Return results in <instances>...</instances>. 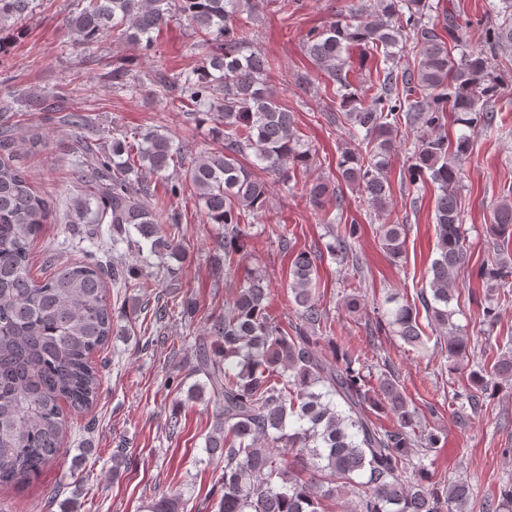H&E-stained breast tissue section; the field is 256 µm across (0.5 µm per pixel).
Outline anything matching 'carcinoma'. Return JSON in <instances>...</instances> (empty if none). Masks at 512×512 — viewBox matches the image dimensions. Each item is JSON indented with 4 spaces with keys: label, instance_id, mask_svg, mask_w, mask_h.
Returning a JSON list of instances; mask_svg holds the SVG:
<instances>
[{
    "label": "carcinoma",
    "instance_id": "obj_1",
    "mask_svg": "<svg viewBox=\"0 0 512 512\" xmlns=\"http://www.w3.org/2000/svg\"><path fill=\"white\" fill-rule=\"evenodd\" d=\"M256 0H82L66 26L73 41L90 45L110 33L118 40L154 47L153 33L179 13L197 34L204 55L197 68L159 79L171 101L195 114L216 111L214 134L224 147L189 154L156 132L137 139H115L112 155L99 156L86 143L71 161L78 216H91L95 241L84 258L57 267L41 282L31 274L30 250L44 219L55 204L34 189L27 171L16 165L9 150V131H0V486L23 485L37 478L65 452L68 414L84 412L101 396V379L93 356L117 329L107 288L128 284L131 269L109 268L96 252L140 236L158 259L179 256L175 241L178 217L152 207L150 185L142 170L161 172L170 166L183 171L203 203L212 224L224 225V238L212 256L216 277L237 275L246 251L245 220L266 206L267 172L288 187L298 170L313 161L301 144L294 113L282 106L267 83L270 60L252 43L251 28L238 22L243 12L257 11ZM502 20L490 25L484 45L466 48L468 22L448 16V36L431 23L440 9L430 0H356L349 14L309 31L305 53L336 85L339 113L334 122L349 126L356 137L364 130L366 154L342 152L337 162L342 180L357 186L371 206L389 204L388 165L396 151L398 126L425 128L430 134L415 147L405 180L424 179L437 185L435 200L438 257L430 272V291H421L419 305L434 328L448 331V359L456 369L469 363L470 339L451 322L452 275L469 262L462 244L460 210L455 192L459 170L455 161L469 149L462 133L449 150L442 133L447 112L467 128L491 126L492 112L476 109L478 95L491 96L498 77L489 55L512 48V0L492 5ZM30 0H0V23L24 18ZM419 46L418 62L400 63L405 39ZM359 46L382 56L373 94L365 99L347 75L349 50ZM459 50L454 56L451 48ZM310 200L324 204L330 194L320 180L306 186ZM108 224L107 237L101 225ZM503 246L512 241V203H501L490 227ZM361 233L346 224L326 244L327 252L349 258L350 241ZM384 252L395 262L404 252L406 227L382 224ZM280 245L291 259L289 274L297 321L285 328L270 314L271 283L257 273L239 277L236 294L213 321L210 334L220 351L211 353L207 338L198 341L191 375H202L188 387V397L213 398L211 431L206 447L224 458V494L219 512H325L322 500L339 492L356 498L350 512H466L473 497L466 481L448 477L423 460L445 444L424 429L420 413L398 385L390 369L373 385L349 349L340 348L327 329L325 311L316 295L320 256L295 251L284 238ZM512 260L481 271V281L507 284ZM417 305V306H419ZM417 306L407 302L386 310L384 324L410 346L425 344ZM327 342L333 360L319 348ZM472 389L455 399L473 409L483 406L491 381L512 380V352L490 366L469 373ZM391 414L392 426L373 418L374 410ZM325 473L330 488L319 491L303 478L307 464ZM149 512H180V501L162 495ZM480 512H512V486L500 499L480 504Z\"/></svg>",
    "mask_w": 512,
    "mask_h": 512
}]
</instances>
